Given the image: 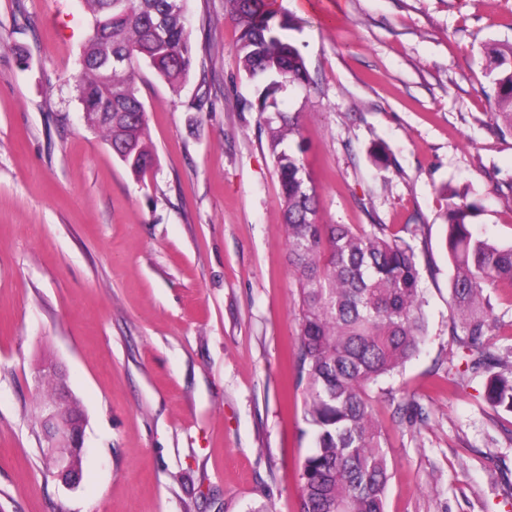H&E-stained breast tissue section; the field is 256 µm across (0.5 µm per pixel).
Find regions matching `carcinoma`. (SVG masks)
I'll list each match as a JSON object with an SVG mask.
<instances>
[{
  "label": "carcinoma",
  "mask_w": 512,
  "mask_h": 512,
  "mask_svg": "<svg viewBox=\"0 0 512 512\" xmlns=\"http://www.w3.org/2000/svg\"><path fill=\"white\" fill-rule=\"evenodd\" d=\"M188 0H84L89 32L72 76L82 112L106 134L112 151L143 179L155 154L138 73L148 65L173 89L188 80L195 55ZM239 29L235 51L250 79L265 82L257 112L266 130L283 201L288 260L296 276L298 382L312 450L300 466L301 512H386L388 458L373 418L372 389L418 354L427 339L421 274L413 247L371 224L319 221L307 175L301 113H267L286 87L312 78L290 36L298 29L275 0H226ZM497 115L512 128V45L490 60ZM112 99V121L98 120ZM480 206L448 190V262L452 332L475 367L502 365L486 342L498 323L494 301L512 290V243L501 244L472 222ZM487 402L512 413V367L490 376Z\"/></svg>",
  "instance_id": "obj_1"
}]
</instances>
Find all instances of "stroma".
<instances>
[{"instance_id":"stroma-1","label":"stroma","mask_w":512,"mask_h":512,"mask_svg":"<svg viewBox=\"0 0 512 512\" xmlns=\"http://www.w3.org/2000/svg\"><path fill=\"white\" fill-rule=\"evenodd\" d=\"M277 4L316 83L277 108L302 115L320 220L389 225L422 275L426 344L374 402L386 512H512V415L452 334L445 246L451 188L512 241V130L487 74L512 0ZM188 10L189 80L139 71L156 156L139 181L68 82L80 0H0V512H299L312 441L261 87L224 0ZM49 362L86 418L71 487L41 477Z\"/></svg>"}]
</instances>
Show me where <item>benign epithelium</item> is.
Listing matches in <instances>:
<instances>
[{"label":"benign epithelium","mask_w":512,"mask_h":512,"mask_svg":"<svg viewBox=\"0 0 512 512\" xmlns=\"http://www.w3.org/2000/svg\"><path fill=\"white\" fill-rule=\"evenodd\" d=\"M45 376L57 379L58 385L57 393L42 406L46 451L55 457L56 480L71 486L80 476L73 458L83 454L85 416L70 393L64 375L50 367Z\"/></svg>","instance_id":"benign-epithelium-1"}]
</instances>
